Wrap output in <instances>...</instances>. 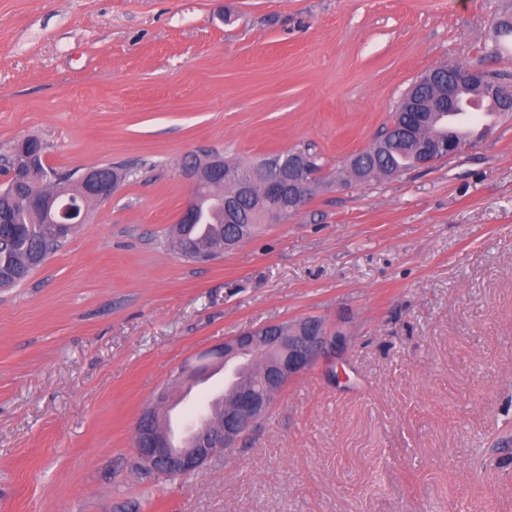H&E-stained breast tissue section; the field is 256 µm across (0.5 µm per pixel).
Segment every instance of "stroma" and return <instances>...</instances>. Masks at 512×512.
I'll use <instances>...</instances> for the list:
<instances>
[{
	"label": "stroma",
	"instance_id": "1",
	"mask_svg": "<svg viewBox=\"0 0 512 512\" xmlns=\"http://www.w3.org/2000/svg\"><path fill=\"white\" fill-rule=\"evenodd\" d=\"M512 0H0V157L133 175L0 288V512H512V113L427 169L317 190L207 263L167 240L205 147L291 148L334 177L420 73L512 83ZM350 340L188 479L136 468L132 424L246 329Z\"/></svg>",
	"mask_w": 512,
	"mask_h": 512
}]
</instances>
